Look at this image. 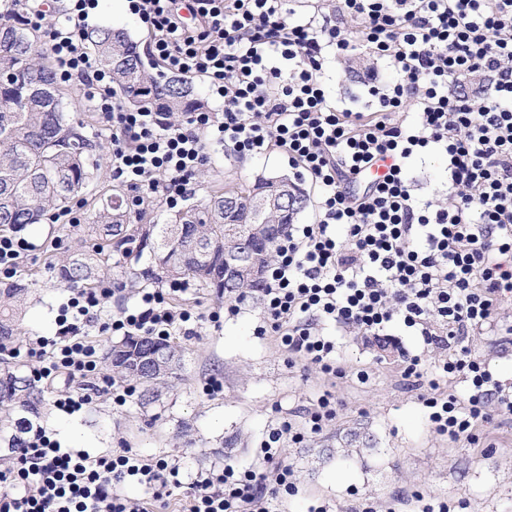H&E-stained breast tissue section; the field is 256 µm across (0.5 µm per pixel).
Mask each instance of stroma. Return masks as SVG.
Returning <instances> with one entry per match:
<instances>
[{"instance_id": "stroma-1", "label": "stroma", "mask_w": 512, "mask_h": 512, "mask_svg": "<svg viewBox=\"0 0 512 512\" xmlns=\"http://www.w3.org/2000/svg\"><path fill=\"white\" fill-rule=\"evenodd\" d=\"M92 26L126 29L148 51L146 27L119 0H99ZM381 83L395 76L388 62L368 53L346 60L328 57L321 80L330 101L358 112L369 111L364 86L368 70ZM287 157L278 150L260 159H240L230 150L216 152L195 179L188 204L202 202L213 185H252L274 174L292 175ZM407 177L416 194L432 197L448 184L441 155L411 159ZM20 235L33 243L16 277L36 284L20 324L18 344L54 338L59 332L60 306L68 291L50 267L78 245H93L87 224L43 221L40 230L24 228ZM150 257L122 258L111 266L115 290L101 317L110 319L134 305L139 283L124 275V268L150 265ZM259 299L247 298L238 315L224 317L221 326L202 321L193 336L170 338L180 353L178 374L158 388L150 403L131 398L113 404L110 396L93 401L73 414L58 410L55 401L83 392L81 380L58 373L41 378L46 409L43 429L62 447L103 455L117 448L165 458L180 466L181 485L158 512H181L188 488L198 471L227 465L250 468L256 452L280 420L302 423L323 394H331L336 413L322 432L303 442L286 443V456L295 475L294 494L275 500L270 512H422L430 499L447 501L450 512H512V414L491 411L477 430L478 442L448 441L432 430L420 391L405 380L402 353L420 356L429 366L451 355L442 346L424 345L420 336L394 326L393 344L368 339L352 329L327 325L335 338L344 374L323 375L313 366L290 359L276 337L261 336ZM461 345L484 359L502 381L512 383V342L484 329L462 337ZM223 384L209 392L210 380ZM354 432L369 433L372 445L351 441Z\"/></svg>"}]
</instances>
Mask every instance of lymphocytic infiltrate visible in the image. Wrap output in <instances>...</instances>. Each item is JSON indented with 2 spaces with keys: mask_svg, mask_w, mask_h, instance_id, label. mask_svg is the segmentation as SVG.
<instances>
[{
  "mask_svg": "<svg viewBox=\"0 0 512 512\" xmlns=\"http://www.w3.org/2000/svg\"><path fill=\"white\" fill-rule=\"evenodd\" d=\"M151 35V54L171 73L203 77L221 111L170 117L123 105L109 75L84 49L82 37L98 0H17L18 16L47 28V50L59 82L75 87L111 132L112 173L134 192L176 208L193 193L196 173L212 152L231 148L240 158H260L280 148L299 180L318 190L312 224L289 225L276 243V260L259 293L264 316L259 333L279 336L289 354L326 376L339 377L336 342L323 328L336 324L366 336H388L402 325L425 345L449 343L490 325L512 335L503 317L512 301V0H342L341 16L355 29L297 18L302 0H128ZM196 26H189L183 12ZM387 59L397 74L381 86L368 75L370 112L328 101L321 81L327 54L360 52ZM487 77L478 90H459L470 74ZM413 121H397L407 107ZM446 157L445 202L412 194L406 174L415 156ZM386 169L366 191L356 185L375 165ZM182 280L140 292L134 308L103 321L113 290L74 292L60 308L56 339L29 342L26 353L50 361L54 371L91 379L92 394L57 399L74 413L93 394L122 405L132 386L98 374L95 347L83 329L124 336L195 335L199 317L179 309ZM404 379H463L471 393L429 396L423 404L431 427L450 441L475 440L489 408L512 412V385L461 347L424 373L419 356L406 358ZM335 414L323 395L304 428L281 421L257 450L258 467L227 465L197 473L184 512H269L273 500L294 494V471L284 440L302 442ZM178 464L128 448L93 456L61 447L45 433L30 440L14 466L0 471V512H151L179 487ZM138 483L143 498L122 488Z\"/></svg>",
  "mask_w": 512,
  "mask_h": 512,
  "instance_id": "lymphocytic-infiltrate-1",
  "label": "lymphocytic infiltrate"
}]
</instances>
